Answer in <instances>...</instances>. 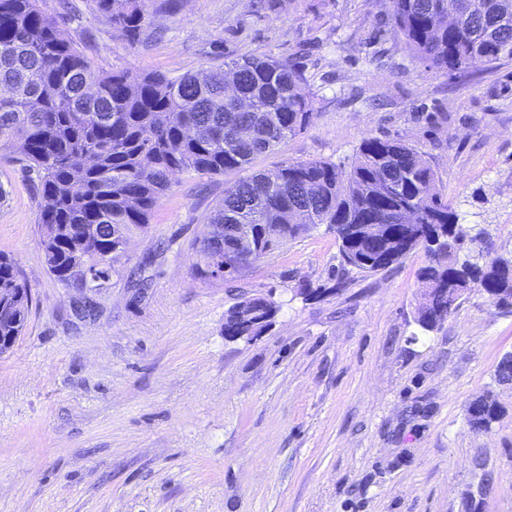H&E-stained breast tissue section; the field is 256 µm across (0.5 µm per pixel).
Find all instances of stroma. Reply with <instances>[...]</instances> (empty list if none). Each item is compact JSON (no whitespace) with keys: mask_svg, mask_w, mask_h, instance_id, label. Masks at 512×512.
<instances>
[{"mask_svg":"<svg viewBox=\"0 0 512 512\" xmlns=\"http://www.w3.org/2000/svg\"><path fill=\"white\" fill-rule=\"evenodd\" d=\"M80 50L104 70L193 74L242 57L301 69L315 117L259 155L349 167L370 137L423 152L474 238L512 261V61L466 76L414 60L388 0H180L132 42L72 0ZM235 174L180 173L112 275L73 288L44 263L42 202L0 162V252L30 288L28 322L0 356V512H512V312L479 291L432 331L415 309L423 250L343 272L319 225L234 280L197 270L208 218ZM278 311L255 340L224 338L242 295ZM500 406L490 431L469 404ZM467 414L470 427L478 431H489L498 418L499 405L496 400L482 396L469 405Z\"/></svg>","mask_w":512,"mask_h":512,"instance_id":"1","label":"stroma"}]
</instances>
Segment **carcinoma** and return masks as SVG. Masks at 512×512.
<instances>
[{
	"instance_id": "1",
	"label": "carcinoma",
	"mask_w": 512,
	"mask_h": 512,
	"mask_svg": "<svg viewBox=\"0 0 512 512\" xmlns=\"http://www.w3.org/2000/svg\"><path fill=\"white\" fill-rule=\"evenodd\" d=\"M38 2L0 0V159L20 163L44 200L37 217L44 262L67 285L111 275L126 231L149 223L173 175L242 171L313 120L304 77L286 60L241 58L177 79L106 71L76 46L68 14L48 16ZM94 2L112 28L140 38L149 0ZM391 8L409 49L430 69L461 75L475 60L512 61V0H391ZM227 75L252 111H237L224 94ZM387 181L400 193L382 191ZM408 201L434 225L420 245L428 258L421 280L437 289L430 308H416L423 330L439 325L434 311L440 320L453 313L461 288L512 299V265L490 249L481 264L460 257L455 216L434 169L401 140H364L347 170L325 160L285 161L239 178L209 223L224 227L226 242L251 237L255 261L319 224L355 225L336 237L341 268L372 274L415 250L396 220ZM264 224L281 225V238L265 239ZM25 287L14 259L0 254V289ZM28 308H0V355L21 336ZM498 415V403L482 396L467 421L488 431Z\"/></svg>"
}]
</instances>
